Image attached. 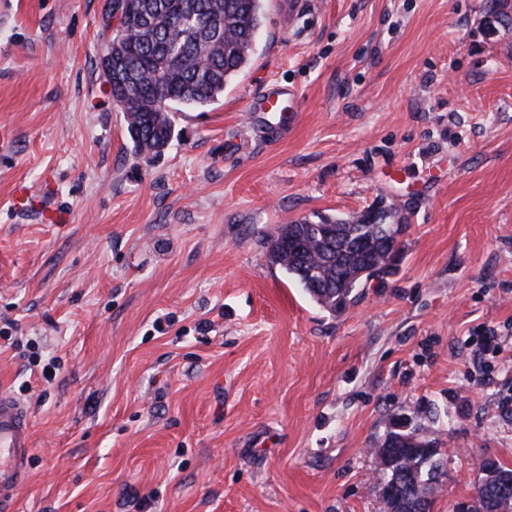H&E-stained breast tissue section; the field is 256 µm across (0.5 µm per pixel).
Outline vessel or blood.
I'll use <instances>...</instances> for the list:
<instances>
[{"mask_svg": "<svg viewBox=\"0 0 512 512\" xmlns=\"http://www.w3.org/2000/svg\"><path fill=\"white\" fill-rule=\"evenodd\" d=\"M246 112L270 126L294 122L300 110V96L292 88L269 83L249 95ZM14 207L41 216L51 224H65L69 213L55 204L50 193L20 182L12 189ZM33 451L32 426L26 406L7 391H0V512H15L18 493L29 475Z\"/></svg>", "mask_w": 512, "mask_h": 512, "instance_id": "1", "label": "vessel or blood"}]
</instances>
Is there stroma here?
I'll return each instance as SVG.
<instances>
[{"label":"stroma","mask_w":512,"mask_h":512,"mask_svg":"<svg viewBox=\"0 0 512 512\" xmlns=\"http://www.w3.org/2000/svg\"><path fill=\"white\" fill-rule=\"evenodd\" d=\"M288 2L153 157L107 93V0H0V389L37 364L17 512H384L396 415L445 450L432 512L512 466V31L489 0ZM269 82L301 95L279 137L243 110ZM18 182L69 223L14 212ZM395 200L403 257L343 313L267 260L281 224Z\"/></svg>","instance_id":"35a3bbf8"}]
</instances>
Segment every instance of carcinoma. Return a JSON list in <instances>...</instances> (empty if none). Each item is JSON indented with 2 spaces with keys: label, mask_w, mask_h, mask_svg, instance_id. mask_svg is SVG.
<instances>
[{
  "label": "carcinoma",
  "mask_w": 512,
  "mask_h": 512,
  "mask_svg": "<svg viewBox=\"0 0 512 512\" xmlns=\"http://www.w3.org/2000/svg\"><path fill=\"white\" fill-rule=\"evenodd\" d=\"M499 22L512 27V7L490 0ZM125 28L112 34V101L124 112L135 153L158 156L174 136L177 105L215 102L248 64L263 19V0H112ZM385 235L364 214L317 215L291 221L285 238L266 236L269 262L279 267L320 306L338 313L356 300L361 273L373 259L385 272L394 254ZM385 480H396L382 497L386 512H417L420 499L437 491L438 443L421 427L389 426L374 448ZM472 512H512L498 490L512 484V467L494 457L479 463Z\"/></svg>",
  "instance_id": "cac0c4a2"
}]
</instances>
